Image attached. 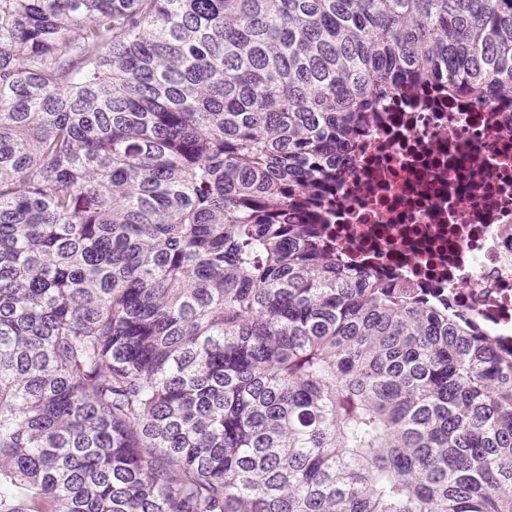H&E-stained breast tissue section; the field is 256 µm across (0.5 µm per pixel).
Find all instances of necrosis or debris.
I'll list each match as a JSON object with an SVG mask.
<instances>
[{
  "mask_svg": "<svg viewBox=\"0 0 512 512\" xmlns=\"http://www.w3.org/2000/svg\"><path fill=\"white\" fill-rule=\"evenodd\" d=\"M349 268L476 315L512 345V100L398 93L362 132L325 201Z\"/></svg>",
  "mask_w": 512,
  "mask_h": 512,
  "instance_id": "necrosis-or-debris-1",
  "label": "necrosis or debris"
}]
</instances>
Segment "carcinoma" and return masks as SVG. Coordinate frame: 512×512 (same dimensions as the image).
Listing matches in <instances>:
<instances>
[{
  "label": "carcinoma",
  "mask_w": 512,
  "mask_h": 512,
  "mask_svg": "<svg viewBox=\"0 0 512 512\" xmlns=\"http://www.w3.org/2000/svg\"><path fill=\"white\" fill-rule=\"evenodd\" d=\"M433 83L512 0H0V512H512V350L317 228Z\"/></svg>",
  "instance_id": "1"
}]
</instances>
